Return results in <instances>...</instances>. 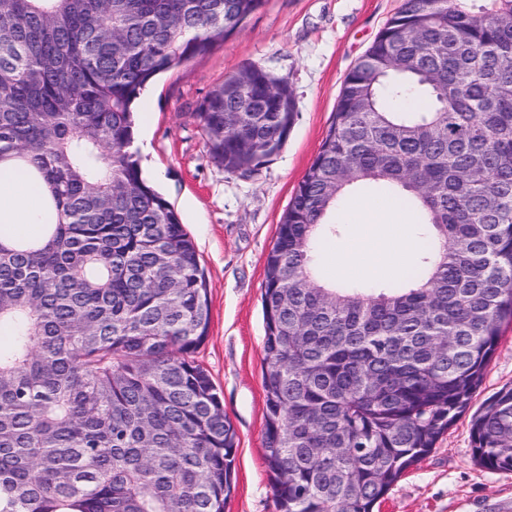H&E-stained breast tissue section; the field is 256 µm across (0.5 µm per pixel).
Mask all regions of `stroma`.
Here are the masks:
<instances>
[{
  "mask_svg": "<svg viewBox=\"0 0 512 512\" xmlns=\"http://www.w3.org/2000/svg\"><path fill=\"white\" fill-rule=\"evenodd\" d=\"M401 4L267 0L244 30L161 74L138 101L134 146L143 176L174 206L209 281L210 326L196 359L220 392L239 441L225 512H276L263 450L265 258L293 190L333 121L346 74ZM248 65L286 79L296 112L282 148L241 175L211 159L196 112L226 77ZM510 387L512 326L507 325L473 407ZM509 501L512 471L476 461L466 413L400 478L379 512H498Z\"/></svg>",
  "mask_w": 512,
  "mask_h": 512,
  "instance_id": "obj_1",
  "label": "stroma"
}]
</instances>
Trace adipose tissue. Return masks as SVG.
Instances as JSON below:
<instances>
[{
    "label": "adipose tissue",
    "instance_id": "adipose-tissue-1",
    "mask_svg": "<svg viewBox=\"0 0 512 512\" xmlns=\"http://www.w3.org/2000/svg\"><path fill=\"white\" fill-rule=\"evenodd\" d=\"M366 202H357L353 208L359 221L358 234L351 248L337 254L333 271L337 278L363 275L373 279L390 277L401 271L412 256L415 241L400 239L394 253L383 254L376 245L377 236L397 233L399 226L407 224V212H395L393 207L380 211L375 219H363ZM41 211L38 189L25 175L10 167H0V229L9 233L34 235L39 231L37 217Z\"/></svg>",
    "mask_w": 512,
    "mask_h": 512
}]
</instances>
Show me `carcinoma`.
Here are the masks:
<instances>
[{
	"mask_svg": "<svg viewBox=\"0 0 512 512\" xmlns=\"http://www.w3.org/2000/svg\"><path fill=\"white\" fill-rule=\"evenodd\" d=\"M267 0H0V165L45 191L0 233V512H224L235 430L196 360L210 298L174 207L142 175L136 105ZM405 94L421 100L396 108ZM295 96L251 65L197 118L248 173ZM416 215L421 257L375 288L326 282L345 191ZM265 460L278 512H373L466 411L512 323V0H404L347 73L267 254ZM512 471V388L472 418Z\"/></svg>",
	"mask_w": 512,
	"mask_h": 512,
	"instance_id": "1",
	"label": "carcinoma"
}]
</instances>
